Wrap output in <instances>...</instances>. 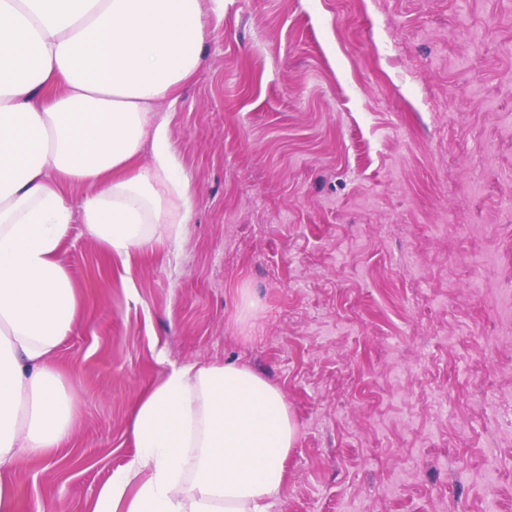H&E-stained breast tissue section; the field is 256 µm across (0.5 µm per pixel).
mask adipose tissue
<instances>
[{"label":"adipose tissue","instance_id":"obj_1","mask_svg":"<svg viewBox=\"0 0 512 512\" xmlns=\"http://www.w3.org/2000/svg\"><path fill=\"white\" fill-rule=\"evenodd\" d=\"M223 15L224 0H0V475L73 445L53 358L78 310L59 259L73 220L122 259L191 221L159 105L175 107ZM73 184L88 189L76 206ZM132 425L137 453L92 512H269L296 440L279 389L233 363L171 367Z\"/></svg>","mask_w":512,"mask_h":512}]
</instances>
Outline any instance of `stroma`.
I'll list each match as a JSON object with an SVG mask.
<instances>
[{"instance_id": "1", "label": "stroma", "mask_w": 512, "mask_h": 512, "mask_svg": "<svg viewBox=\"0 0 512 512\" xmlns=\"http://www.w3.org/2000/svg\"><path fill=\"white\" fill-rule=\"evenodd\" d=\"M203 54L168 115L180 246H62L76 451L18 459L19 512H91L173 363L281 391L271 512H512V0H224Z\"/></svg>"}]
</instances>
